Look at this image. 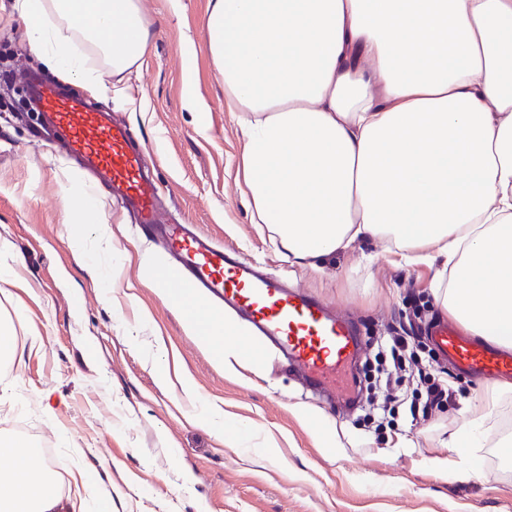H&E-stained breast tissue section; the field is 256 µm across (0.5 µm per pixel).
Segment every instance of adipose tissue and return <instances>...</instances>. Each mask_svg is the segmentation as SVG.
I'll use <instances>...</instances> for the list:
<instances>
[{
    "label": "adipose tissue",
    "mask_w": 512,
    "mask_h": 512,
    "mask_svg": "<svg viewBox=\"0 0 512 512\" xmlns=\"http://www.w3.org/2000/svg\"><path fill=\"white\" fill-rule=\"evenodd\" d=\"M28 44L70 79L69 37L113 77L139 68L142 0H15ZM243 139L240 187L259 223L305 266L375 240L401 267L433 269L438 304L470 335L512 349V0H209L202 22ZM110 241L89 185L61 194ZM234 325L203 335L227 371ZM448 454L483 447L489 411H462ZM54 466L0 439V512H70Z\"/></svg>",
    "instance_id": "adipose-tissue-1"
}]
</instances>
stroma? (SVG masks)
<instances>
[{
	"mask_svg": "<svg viewBox=\"0 0 512 512\" xmlns=\"http://www.w3.org/2000/svg\"><path fill=\"white\" fill-rule=\"evenodd\" d=\"M12 5L0 0V54L11 53L15 83L35 72L64 91L91 95L154 159L163 216L199 225L350 318L361 343L346 375L410 323L447 319L428 267L392 266L379 243L359 241L320 269H304L255 223L238 187L240 134L201 32L208 0H142L149 47L141 67L120 82L89 45L72 41L101 84L94 93L29 52ZM187 40L189 61L180 51ZM188 65L207 106L202 113L184 106ZM79 173L0 101V268L9 270L0 280V325L17 347L15 361L0 362V435L40 448L84 512H196L200 503L206 512H512V462L495 449L512 435V393L495 398L487 447L453 478L429 461L446 455L461 408L478 404L491 382L441 359L429 337H420L418 359L449 382L459 410L426 423H413L402 409L388 419L385 389L374 402L352 404L347 394L310 386L302 369L272 355L259 370L226 374L187 326L198 293L181 289L166 255L107 189L97 199L111 245L78 244L82 226L59 199ZM158 342L163 383L151 361ZM186 377L195 385L190 395L182 390ZM205 404L223 410V427L197 421ZM302 406L327 418L336 447L322 445L300 417ZM402 438L412 449L398 447Z\"/></svg>",
	"mask_w": 512,
	"mask_h": 512,
	"instance_id": "stroma-1",
	"label": "stroma"
}]
</instances>
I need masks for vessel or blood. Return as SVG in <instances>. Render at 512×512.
<instances>
[{"instance_id": "obj_1", "label": "vessel or blood", "mask_w": 512, "mask_h": 512, "mask_svg": "<svg viewBox=\"0 0 512 512\" xmlns=\"http://www.w3.org/2000/svg\"><path fill=\"white\" fill-rule=\"evenodd\" d=\"M33 94L47 134L79 162L88 182L111 187L137 223L153 232L182 286L206 296L214 309L238 312L252 323L255 336L246 342L248 357L263 359L272 347L301 364L314 384L335 381L357 347L352 322L330 315L317 298L288 289L276 276L235 258L194 225L157 223L159 187L129 128L52 82L34 83ZM431 334L438 350L463 370L491 379L512 374L510 350L474 342L443 321L432 326Z\"/></svg>"}]
</instances>
